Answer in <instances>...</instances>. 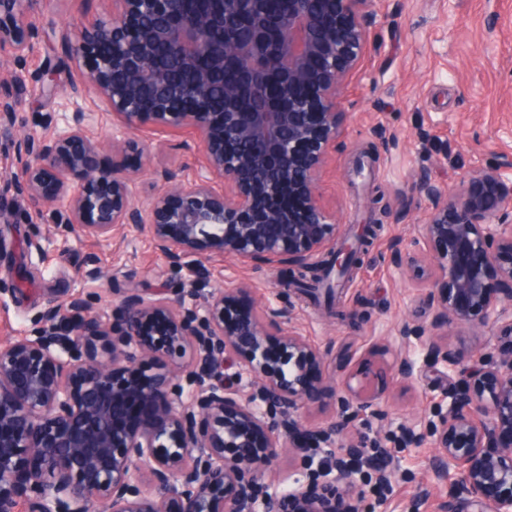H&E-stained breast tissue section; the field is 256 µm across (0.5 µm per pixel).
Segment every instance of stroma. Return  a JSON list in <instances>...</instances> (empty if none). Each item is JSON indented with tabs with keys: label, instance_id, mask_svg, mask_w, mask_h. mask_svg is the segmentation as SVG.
I'll use <instances>...</instances> for the list:
<instances>
[{
	"label": "stroma",
	"instance_id": "stroma-1",
	"mask_svg": "<svg viewBox=\"0 0 512 512\" xmlns=\"http://www.w3.org/2000/svg\"><path fill=\"white\" fill-rule=\"evenodd\" d=\"M111 9V0H43L33 16L38 35L25 59L0 66V75L18 71L24 77L15 125L0 127L1 148L23 133L45 135L43 113H56L63 123L90 112L87 131L103 146L101 164H111L112 116L95 95L73 94L80 75L66 58L63 36L71 19L90 24ZM367 25L363 65L342 91L347 121L318 194L344 227L374 220L380 229L332 299L294 291L285 302L292 326L329 363L343 351L364 365L393 359L402 348L398 325L419 310L415 289L394 270L390 255L410 247L428 202L414 199L407 215L396 217L395 189L420 175L456 189L490 162L512 164V0H377ZM50 81L60 93H43ZM129 136L148 150L136 180L138 198L159 189L157 170L174 169L190 183L206 164L191 129L144 126ZM0 216L31 272L19 280L10 260L0 261V342L22 335L53 294L81 290L112 301L101 281L83 276L87 263L115 274L116 287L145 294L171 282L168 262L148 235L120 232L107 241L72 236L39 249L29 244L34 225L47 222L38 210L7 195L0 198ZM205 265L215 286L249 285L248 302L255 308L280 290L279 272L259 264L214 256ZM417 386L411 392L388 379L381 400L391 418L377 446L392 453L396 476L385 486L365 475L358 485L378 501L379 512H407L412 505L437 512L448 491L437 478L438 449L398 445L403 425L429 411L448 383L429 369Z\"/></svg>",
	"mask_w": 512,
	"mask_h": 512
}]
</instances>
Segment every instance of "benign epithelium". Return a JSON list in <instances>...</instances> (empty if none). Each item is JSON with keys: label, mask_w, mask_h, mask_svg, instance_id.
Masks as SVG:
<instances>
[{"label": "benign epithelium", "mask_w": 512, "mask_h": 512, "mask_svg": "<svg viewBox=\"0 0 512 512\" xmlns=\"http://www.w3.org/2000/svg\"><path fill=\"white\" fill-rule=\"evenodd\" d=\"M42 2L0 0V57L25 58ZM372 4L280 0L270 12L266 0H112L111 15L72 26L67 54L112 111L121 160L104 168L80 121L55 127L47 114L52 136L13 141L0 192L48 208L64 239L151 235L176 286L153 298L125 288L115 306L51 296L24 335L0 344V512H20L24 499L27 512H376L356 475L388 483L395 472L369 455L376 441L353 421L365 415L381 431L382 381L415 380L410 351L370 372L325 375L272 302L264 318L229 315L242 289L214 286L203 262L313 268L334 240L336 265L352 263L316 181L346 119L340 89L363 59ZM19 104L0 90V127ZM145 125L195 129L208 165L189 185L156 172L160 191L139 201L144 149L127 132ZM472 183L491 192L423 176L397 191L403 203L428 201L413 248L391 263L431 311L398 335L451 380L430 414L402 427L398 447L438 448L439 479L455 472L439 512H512V346L474 353L444 340L452 325L512 337V179L495 166ZM326 384L344 390L336 413L306 429L301 411ZM283 453L309 489L264 479Z\"/></svg>", "instance_id": "1"}]
</instances>
